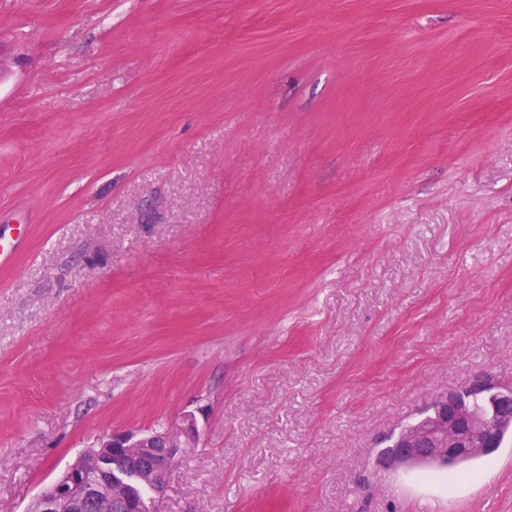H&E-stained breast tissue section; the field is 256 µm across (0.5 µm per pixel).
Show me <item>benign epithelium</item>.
Instances as JSON below:
<instances>
[{"label": "benign epithelium", "instance_id": "1", "mask_svg": "<svg viewBox=\"0 0 512 512\" xmlns=\"http://www.w3.org/2000/svg\"><path fill=\"white\" fill-rule=\"evenodd\" d=\"M493 398L491 413L478 412L468 395ZM428 423L402 430L380 459L394 469L439 465L461 456H484L499 447V429L512 423V386L482 377L436 397ZM196 419L188 414L174 428L114 432L85 449L35 498L30 512H159L175 463L195 446Z\"/></svg>", "mask_w": 512, "mask_h": 512}]
</instances>
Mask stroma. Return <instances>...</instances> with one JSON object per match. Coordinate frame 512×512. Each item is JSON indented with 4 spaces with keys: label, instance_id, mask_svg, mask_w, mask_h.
Masks as SVG:
<instances>
[{
    "label": "stroma",
    "instance_id": "obj_1",
    "mask_svg": "<svg viewBox=\"0 0 512 512\" xmlns=\"http://www.w3.org/2000/svg\"><path fill=\"white\" fill-rule=\"evenodd\" d=\"M0 512L194 413L160 512H512L379 451L512 385V0H0Z\"/></svg>",
    "mask_w": 512,
    "mask_h": 512
}]
</instances>
